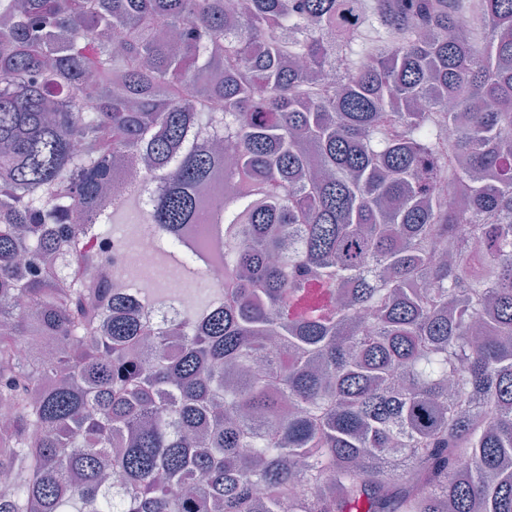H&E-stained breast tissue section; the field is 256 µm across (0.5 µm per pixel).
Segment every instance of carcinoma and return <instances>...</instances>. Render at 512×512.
Here are the masks:
<instances>
[{
  "label": "carcinoma",
  "mask_w": 512,
  "mask_h": 512,
  "mask_svg": "<svg viewBox=\"0 0 512 512\" xmlns=\"http://www.w3.org/2000/svg\"><path fill=\"white\" fill-rule=\"evenodd\" d=\"M2 398L0 512H512V0H0ZM99 247L113 281L134 283V298H152L159 288H168L173 299L166 303L163 312L171 316L180 309L177 298L187 288V281L176 270L159 265L147 224H141L136 235L117 233L112 249L100 244Z\"/></svg>",
  "instance_id": "carcinoma-1"
}]
</instances>
